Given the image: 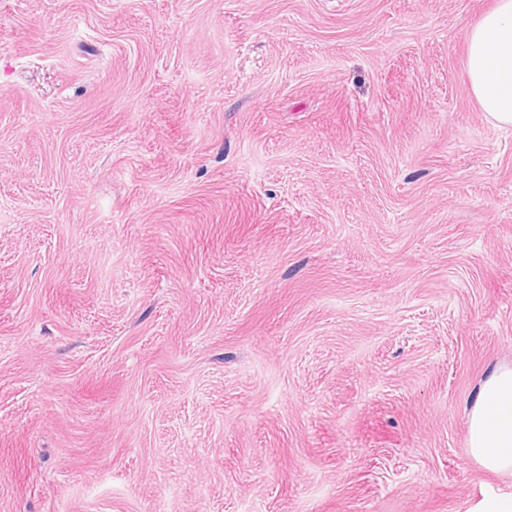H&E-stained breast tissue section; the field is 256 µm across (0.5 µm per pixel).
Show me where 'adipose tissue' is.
I'll use <instances>...</instances> for the list:
<instances>
[{
	"label": "adipose tissue",
	"mask_w": 512,
	"mask_h": 512,
	"mask_svg": "<svg viewBox=\"0 0 512 512\" xmlns=\"http://www.w3.org/2000/svg\"><path fill=\"white\" fill-rule=\"evenodd\" d=\"M466 68L483 112L512 124V0H495L467 35ZM469 453L491 472L512 471V368H496L468 412Z\"/></svg>",
	"instance_id": "obj_1"
}]
</instances>
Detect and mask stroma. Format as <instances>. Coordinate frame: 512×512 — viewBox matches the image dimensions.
Instances as JSON below:
<instances>
[{"mask_svg": "<svg viewBox=\"0 0 512 512\" xmlns=\"http://www.w3.org/2000/svg\"><path fill=\"white\" fill-rule=\"evenodd\" d=\"M493 4L0 0V512L512 498ZM466 68L481 110L512 124V0H495L471 27ZM469 453L491 472L512 471V368H496L468 412Z\"/></svg>", "mask_w": 512, "mask_h": 512, "instance_id": "35a3bbf8", "label": "stroma"}]
</instances>
